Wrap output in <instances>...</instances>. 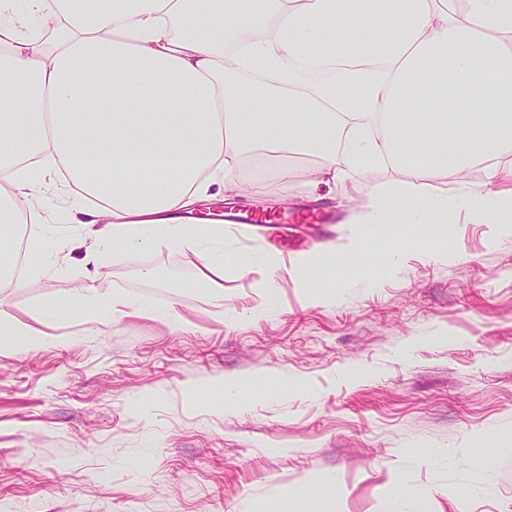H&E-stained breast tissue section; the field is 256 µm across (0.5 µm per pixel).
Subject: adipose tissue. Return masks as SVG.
Here are the masks:
<instances>
[{
    "label": "adipose tissue",
    "mask_w": 512,
    "mask_h": 512,
    "mask_svg": "<svg viewBox=\"0 0 512 512\" xmlns=\"http://www.w3.org/2000/svg\"><path fill=\"white\" fill-rule=\"evenodd\" d=\"M511 150L512 0H0V286L22 284L4 224L40 223L30 199L60 183L113 250L178 251L212 288L260 270L275 303L280 279L350 256L228 252L223 225L189 221L243 168L284 181L302 163L328 186L386 166L407 179L373 188L360 223L462 212L512 236L511 192L430 191L475 166L512 175ZM77 295L90 318L134 312Z\"/></svg>",
    "instance_id": "adipose-tissue-1"
}]
</instances>
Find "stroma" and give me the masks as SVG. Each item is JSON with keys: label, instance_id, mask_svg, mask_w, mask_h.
<instances>
[{"label": "stroma", "instance_id": "35a3bbf8", "mask_svg": "<svg viewBox=\"0 0 512 512\" xmlns=\"http://www.w3.org/2000/svg\"><path fill=\"white\" fill-rule=\"evenodd\" d=\"M227 205L286 204L280 225L242 224L235 249L290 259L354 239L357 261L303 287L279 280L267 309L260 273H224V295L194 287L172 251L100 247L94 285L127 294L137 315L82 319L73 293L83 230L74 198L49 187L27 263L0 288V322L43 332L0 354V503L9 512H297L321 478L323 512H512V236L464 215L438 224L355 218L400 172L351 170L312 195L248 171ZM454 244L433 258L440 233ZM182 328H174V321ZM242 380L237 404L216 386ZM420 448L435 455L421 459ZM481 452L484 464L462 465Z\"/></svg>", "mask_w": 512, "mask_h": 512}]
</instances>
